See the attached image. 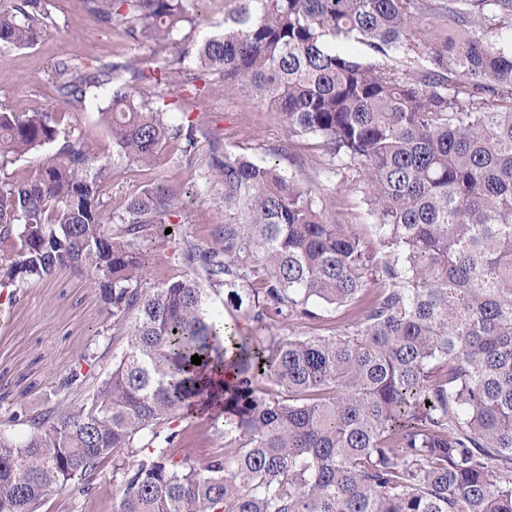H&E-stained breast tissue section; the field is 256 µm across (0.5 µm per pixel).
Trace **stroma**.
<instances>
[{
	"instance_id": "obj_1",
	"label": "stroma",
	"mask_w": 512,
	"mask_h": 512,
	"mask_svg": "<svg viewBox=\"0 0 512 512\" xmlns=\"http://www.w3.org/2000/svg\"><path fill=\"white\" fill-rule=\"evenodd\" d=\"M48 2L52 21L38 45L24 50L0 47V105L60 113L63 135L83 140L101 161H111L112 137L98 113L105 97L89 99L79 110L63 106L49 71L53 60L67 54L88 64L111 59V44L118 35L99 24L86 0ZM177 94L205 119L207 135L198 141V157H206L209 151L208 136L236 137L241 153L279 164L313 190L336 194L342 201L336 209L337 222L355 225L367 248L379 251L375 227L359 206L356 193L338 178L326 176L305 150L274 154L283 135L271 113L225 96L218 80L199 93L193 84H186ZM187 177V159L177 144L170 146L156 169L127 165L111 171L103 196L106 214H122L127 198L149 184ZM184 203L185 223L176 225L172 236L152 241L157 278L186 273L180 255L184 240L211 244L224 229V204L215 190L196 183ZM0 312L5 315L0 322V429L20 439L28 427L12 421L14 410L22 405L29 413L40 412L59 392L77 355L87 350L97 353V373L111 370L116 354L112 319L92 276L67 266L57 269L50 279L21 286L15 298L1 295ZM88 482L91 489L84 494L69 488L53 491L42 512H112L111 464H104Z\"/></svg>"
}]
</instances>
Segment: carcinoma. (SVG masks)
Instances as JSON below:
<instances>
[{"mask_svg":"<svg viewBox=\"0 0 512 512\" xmlns=\"http://www.w3.org/2000/svg\"><path fill=\"white\" fill-rule=\"evenodd\" d=\"M87 3L159 48L51 67L72 109L122 81L100 109L113 167L152 169L172 141L194 155L202 118L168 91L215 77L273 113L282 151L305 142L358 189L385 257L336 223L335 195L226 141L190 168L221 194L224 232L184 241L189 272L158 280L143 237L181 223V182L128 197L109 231L87 145L53 112L1 108L0 158L55 152L0 179V242L17 246L0 288L91 274L119 352L103 378L77 357L79 405L20 406L25 437L0 430V512H41L108 459L112 512H512V0H234L200 41L189 0ZM49 19L46 0H10L0 46H36ZM202 275L250 332L219 339ZM217 365L234 371L222 387ZM208 400L224 444L198 456L172 424Z\"/></svg>","mask_w":512,"mask_h":512,"instance_id":"carcinoma-1","label":"carcinoma"}]
</instances>
